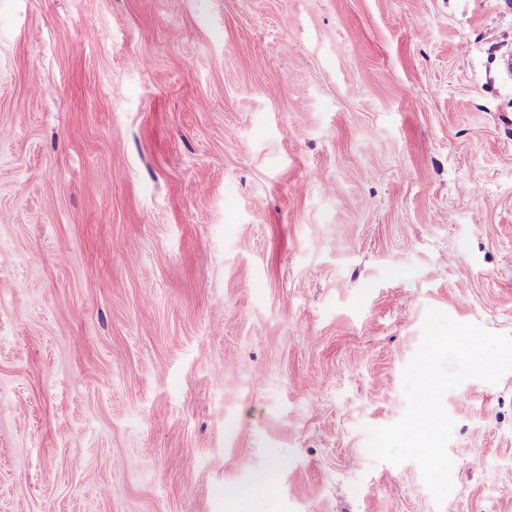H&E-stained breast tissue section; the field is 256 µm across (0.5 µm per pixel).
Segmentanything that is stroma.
<instances>
[{"instance_id":"obj_1","label":"stroma","mask_w":512,"mask_h":512,"mask_svg":"<svg viewBox=\"0 0 512 512\" xmlns=\"http://www.w3.org/2000/svg\"><path fill=\"white\" fill-rule=\"evenodd\" d=\"M511 49L512 0H0V512H512V372L444 396L443 504L367 450L429 309L512 335Z\"/></svg>"}]
</instances>
